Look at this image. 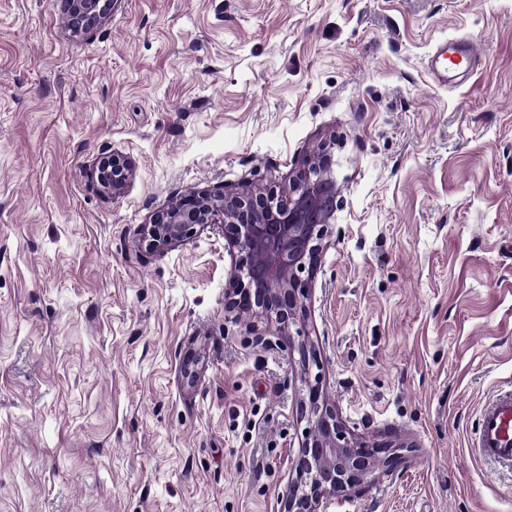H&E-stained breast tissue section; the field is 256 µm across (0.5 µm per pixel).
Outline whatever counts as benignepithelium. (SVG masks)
Masks as SVG:
<instances>
[{
	"mask_svg": "<svg viewBox=\"0 0 512 512\" xmlns=\"http://www.w3.org/2000/svg\"><path fill=\"white\" fill-rule=\"evenodd\" d=\"M117 2L68 0L72 31H92ZM91 175L101 192L114 195L126 185L131 169L124 158L112 154L99 159ZM341 193L333 146L325 142L305 156L286 188L245 195L190 190L139 228L140 246L163 254L192 239L200 228L222 225L225 241L235 250L224 310L276 323L278 334L286 337L288 354H299L306 427L285 512H319L323 500L369 486L381 472L406 460L404 443L392 436L366 438L349 430L326 398L322 374L312 373L320 362L315 347L305 340V300L323 241L336 223ZM296 336L301 341H294Z\"/></svg>",
	"mask_w": 512,
	"mask_h": 512,
	"instance_id": "1",
	"label": "benign epithelium"
}]
</instances>
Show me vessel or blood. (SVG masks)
I'll return each mask as SVG.
<instances>
[{
  "instance_id": "1",
  "label": "vessel or blood",
  "mask_w": 512,
  "mask_h": 512,
  "mask_svg": "<svg viewBox=\"0 0 512 512\" xmlns=\"http://www.w3.org/2000/svg\"><path fill=\"white\" fill-rule=\"evenodd\" d=\"M476 441L486 458L512 476V393L496 396L485 407Z\"/></svg>"
}]
</instances>
